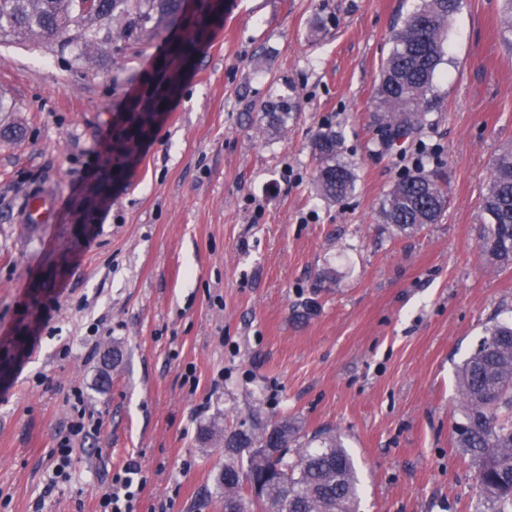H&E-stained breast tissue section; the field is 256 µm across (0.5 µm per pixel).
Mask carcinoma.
Segmentation results:
<instances>
[{"label": "carcinoma", "mask_w": 512, "mask_h": 512, "mask_svg": "<svg viewBox=\"0 0 512 512\" xmlns=\"http://www.w3.org/2000/svg\"><path fill=\"white\" fill-rule=\"evenodd\" d=\"M459 7L460 0H423L395 32L377 89L385 138L424 125L428 93ZM195 9L196 18L173 55V87L183 61L208 36L219 13L217 0H196ZM183 11L184 0H0V37L91 65L109 56L116 40H146ZM315 149L321 161L317 190L334 200L354 192L356 176L337 158L336 134H320ZM446 199L444 175L420 169L395 184L381 216L405 233L436 223ZM482 208L489 222L479 250L494 265L511 267L512 144L493 161ZM485 333L457 372L461 418L455 430L458 447L477 463L485 512H512V322L495 323ZM216 483L224 492V512H356L359 494L354 462L336 432L309 435L286 418L224 437V465Z\"/></svg>", "instance_id": "1"}]
</instances>
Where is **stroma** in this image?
Here are the masks:
<instances>
[{
	"mask_svg": "<svg viewBox=\"0 0 512 512\" xmlns=\"http://www.w3.org/2000/svg\"><path fill=\"white\" fill-rule=\"evenodd\" d=\"M420 3L224 0L146 129L123 106L163 86L183 26L88 69L0 41V512H99L130 461L134 512H224L225 434L284 417L340 435L359 512H482L456 371L512 318V267L479 251L512 51L500 0H462L425 125L385 147L376 90ZM328 131L357 175L336 201L314 188ZM420 168L447 204L401 233L381 205ZM36 196L56 206L33 228ZM77 391L100 426L56 484Z\"/></svg>",
	"mask_w": 512,
	"mask_h": 512,
	"instance_id": "obj_1",
	"label": "stroma"
}]
</instances>
